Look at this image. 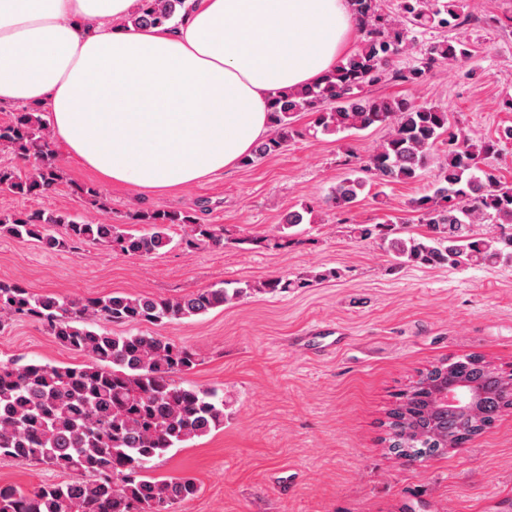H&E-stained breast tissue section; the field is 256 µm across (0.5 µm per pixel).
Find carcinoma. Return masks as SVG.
Wrapping results in <instances>:
<instances>
[{
  "mask_svg": "<svg viewBox=\"0 0 512 512\" xmlns=\"http://www.w3.org/2000/svg\"><path fill=\"white\" fill-rule=\"evenodd\" d=\"M362 34L357 50L341 58L317 83L283 90L268 104L271 133L244 155L254 165L302 136L303 114L313 116V134L389 128L388 136L361 165L377 184L411 183L432 159L439 141L432 193L414 197L406 212L423 230L398 217L384 224H359V241L378 240L397 264L478 266L512 262V184L482 157L499 141L476 138L451 124L446 110L405 97H371L365 89L415 84L434 68L468 60L471 51L452 38L428 41L412 63L398 59L418 47L419 37L470 21L465 0H396L386 12L380 0H351ZM186 0H138L136 27L166 28ZM0 147L17 159L34 160L30 175L0 166V189L20 197L49 195L61 175L42 112L23 109L0 125ZM365 180L346 177L327 199L343 215L357 202ZM134 221L151 231L136 234L121 224L81 221L51 207L0 216V233L36 241L47 250L87 243L117 247L125 255L149 257L172 243L169 229L183 228L179 244L193 250L223 244L224 229L201 224L188 212L146 211ZM63 225L58 238L50 227ZM341 277L336 269L290 279L273 276L238 281L232 288L200 290L175 298L114 293L86 300L38 294L17 281L0 280V326L27 318L46 325L54 339L84 358L78 364L0 361V457L31 462L73 478L32 492L0 487V512H169L196 496L190 477L157 480L154 462L178 445L224 425L226 401L216 388L184 385L181 376L200 362L191 346L144 332L112 335L92 329L113 325H161L230 305L254 294L286 293ZM512 409V374L479 355L440 361L418 372L400 400L386 410L382 442L407 463L461 448Z\"/></svg>",
  "mask_w": 512,
  "mask_h": 512,
  "instance_id": "carcinoma-1",
  "label": "carcinoma"
}]
</instances>
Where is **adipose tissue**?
Masks as SVG:
<instances>
[{
	"label": "adipose tissue",
	"instance_id": "ef3b65f1",
	"mask_svg": "<svg viewBox=\"0 0 512 512\" xmlns=\"http://www.w3.org/2000/svg\"><path fill=\"white\" fill-rule=\"evenodd\" d=\"M172 31L137 0H0V104L45 108L52 140L114 185L188 186L270 131L267 101L354 45L350 0H188Z\"/></svg>",
	"mask_w": 512,
	"mask_h": 512
}]
</instances>
